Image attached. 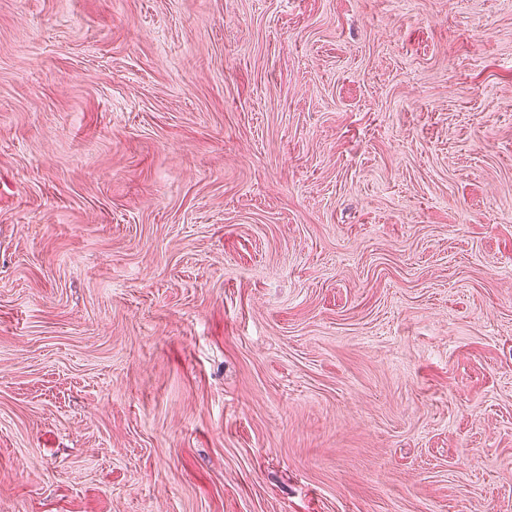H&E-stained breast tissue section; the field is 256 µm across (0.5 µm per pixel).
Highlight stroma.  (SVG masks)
Segmentation results:
<instances>
[{"label": "stroma", "mask_w": 512, "mask_h": 512, "mask_svg": "<svg viewBox=\"0 0 512 512\" xmlns=\"http://www.w3.org/2000/svg\"><path fill=\"white\" fill-rule=\"evenodd\" d=\"M0 512H512V0H0Z\"/></svg>", "instance_id": "1"}]
</instances>
